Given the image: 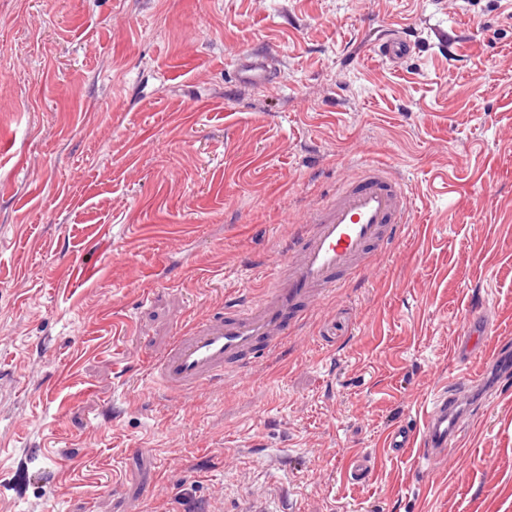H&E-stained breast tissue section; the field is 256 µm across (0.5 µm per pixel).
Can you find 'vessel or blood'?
I'll list each match as a JSON object with an SVG mask.
<instances>
[{"label": "vessel or blood", "instance_id": "vessel-or-blood-1", "mask_svg": "<svg viewBox=\"0 0 512 512\" xmlns=\"http://www.w3.org/2000/svg\"><path fill=\"white\" fill-rule=\"evenodd\" d=\"M375 50L396 65L410 58L413 44L391 33ZM269 51L239 55L235 75L244 86L270 84L274 77ZM411 214V198L396 171L368 163L342 181L329 201L299 225L261 296L228 300L223 311L192 324L176 336L152 365L151 376L163 391L186 395L243 376L264 357L278 351L299 327L317 300L360 278L371 251L382 250L398 237ZM492 326L484 305L469 306L461 332L473 354H480ZM459 403L455 391L432 399L423 425L399 424L388 433L387 448L396 455L418 447L422 463L441 465L452 435L448 423Z\"/></svg>", "mask_w": 512, "mask_h": 512}]
</instances>
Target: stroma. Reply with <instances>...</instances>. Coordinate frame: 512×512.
<instances>
[{
	"label": "stroma",
	"instance_id": "1",
	"mask_svg": "<svg viewBox=\"0 0 512 512\" xmlns=\"http://www.w3.org/2000/svg\"><path fill=\"white\" fill-rule=\"evenodd\" d=\"M383 30L410 60L377 56ZM253 47L275 80L242 88ZM371 161L414 216L362 279L250 374L152 387ZM480 302L491 351L512 336V0H0V512H512V393L454 353ZM466 375L448 463L389 456ZM375 51L382 60L398 65L413 55L414 44L398 32H392L386 40L375 45Z\"/></svg>",
	"mask_w": 512,
	"mask_h": 512
}]
</instances>
